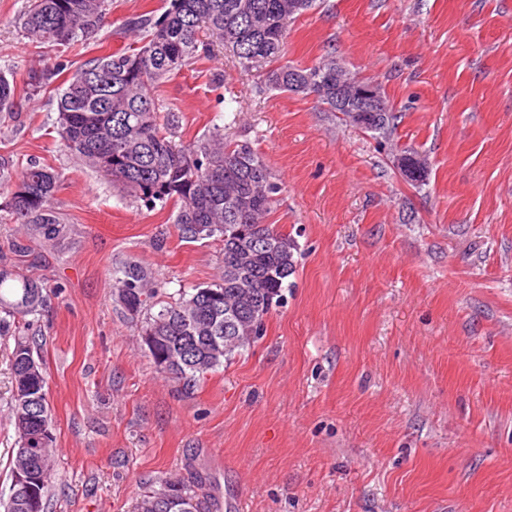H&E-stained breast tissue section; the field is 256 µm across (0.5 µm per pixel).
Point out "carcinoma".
<instances>
[{"mask_svg":"<svg viewBox=\"0 0 512 512\" xmlns=\"http://www.w3.org/2000/svg\"><path fill=\"white\" fill-rule=\"evenodd\" d=\"M316 0H166L159 18L142 15L129 23L139 39L107 56L86 60L58 93L56 130L63 146L100 177L119 185L148 209L173 203V224L190 242L219 240L224 245L222 276L203 287L177 291L164 300L148 288L149 273L130 260L112 270L117 300L141 320V340L152 338L148 353L159 373L193 390L206 376L261 336L266 316L288 287L297 265V245L265 223L280 186L246 143L224 137L215 125L203 139L188 145L173 141L174 116L163 115L153 94L155 85L181 71L208 47L199 32L208 30L231 51L246 72L263 74L267 86L291 92L288 78L305 85L336 111V82L348 73L336 71V58L306 68L266 66L285 48L288 24ZM108 0H29L20 18L26 34L43 43L69 45L87 40L103 27ZM56 76L50 68L30 70L24 81L28 97H37ZM16 85L0 74V118L13 109ZM384 111L368 132L385 137L395 129V115L384 94ZM425 158L405 150L401 174L411 182L422 177ZM62 175L47 164L33 163L17 178L0 169V211L16 224L53 240L62 232L52 206ZM47 287L12 268H0V336L13 338L11 422L18 435L11 474L23 471L26 483L11 482L5 512H44L54 471V440L39 428L51 422L47 379L34 355V340L16 321L36 315L46 302ZM236 299L241 316L231 325L225 315L228 298ZM202 479H166L149 487L138 512H212Z\"/></svg>","mask_w":512,"mask_h":512,"instance_id":"cac0c4a2","label":"carcinoma"}]
</instances>
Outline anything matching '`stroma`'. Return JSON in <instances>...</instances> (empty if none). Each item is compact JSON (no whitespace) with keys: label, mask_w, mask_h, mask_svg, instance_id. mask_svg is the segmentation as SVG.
<instances>
[{"label":"stroma","mask_w":512,"mask_h":512,"mask_svg":"<svg viewBox=\"0 0 512 512\" xmlns=\"http://www.w3.org/2000/svg\"><path fill=\"white\" fill-rule=\"evenodd\" d=\"M27 0H0V72L126 47L127 21L163 0H110L74 48L23 31ZM335 56L398 114L380 138L311 94L269 90L221 46L159 84L176 142L213 125L249 143L281 191L268 223L298 246L262 336L193 393L157 372L117 305L127 259L161 295L211 283L223 245L183 241L83 165L56 133L57 90H17L0 164L56 168L55 244L0 211V267L48 287L35 337L48 382L55 473L47 512H135L157 479L202 477L213 512H512V0H317L283 59ZM425 180L396 166L406 149ZM11 338H0V499L17 434Z\"/></svg>","instance_id":"stroma-1"}]
</instances>
